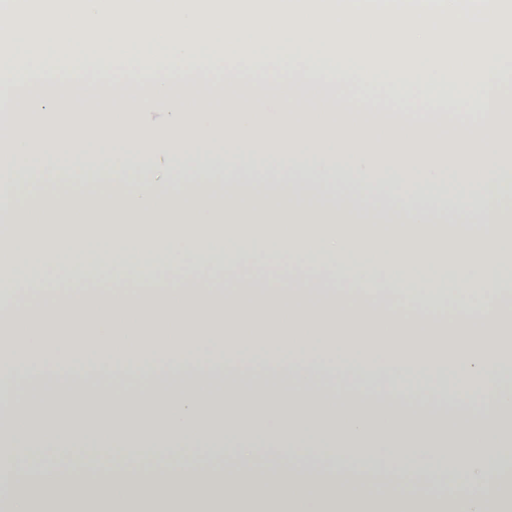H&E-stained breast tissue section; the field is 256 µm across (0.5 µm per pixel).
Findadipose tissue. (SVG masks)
<instances>
[{
	"instance_id": "adipose-tissue-1",
	"label": "adipose tissue",
	"mask_w": 512,
	"mask_h": 512,
	"mask_svg": "<svg viewBox=\"0 0 512 512\" xmlns=\"http://www.w3.org/2000/svg\"><path fill=\"white\" fill-rule=\"evenodd\" d=\"M308 147L306 166L276 168L244 186L219 168L142 164L113 172L121 190L112 195L80 180L63 195L14 185L16 156L1 155L0 287L13 299L0 307V332L10 337L0 347V405L21 379L50 368L152 359L178 371L205 350L215 365L248 356L292 379L326 370L347 384L378 378L395 396L452 372L480 383L482 423L456 433L367 404L334 410L293 390L228 392L220 404L188 387L119 397L72 391L11 420L0 443V500L9 512H31L25 484L12 478L23 467L40 474L39 497L61 512H448L440 491L451 475L468 489L464 512H512V482L504 468L487 465L491 455L512 458V369L498 358L512 313L500 311L493 286L512 263V170L455 164L477 197L452 216L462 232L450 251L424 195H381L375 178L386 159L404 176L433 182L435 152L350 143L343 170L318 142ZM268 255L280 261L253 292L188 288L182 279L192 258L205 268L235 267ZM292 259L305 267L324 260L336 281L368 286L367 303L341 289H304ZM99 260L115 280L156 274V287L90 288ZM425 270L447 274L458 316L433 319L437 290L410 288ZM385 272L399 298L389 306L375 287ZM36 414V443L62 459L97 454L121 466L130 448L155 462L181 448H216L245 464L221 476L197 473L182 488L157 476L118 490L28 460ZM261 451L273 466L248 465ZM359 472L387 485L411 473L424 490L366 495L356 488Z\"/></svg>"
}]
</instances>
